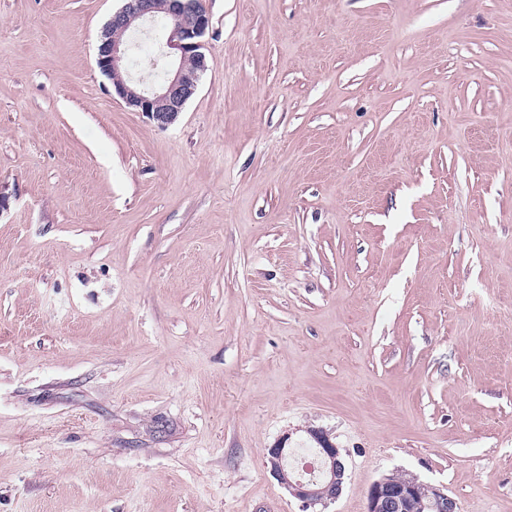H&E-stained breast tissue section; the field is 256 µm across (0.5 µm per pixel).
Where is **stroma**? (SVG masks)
Returning a JSON list of instances; mask_svg holds the SVG:
<instances>
[{
  "instance_id": "1",
  "label": "stroma",
  "mask_w": 512,
  "mask_h": 512,
  "mask_svg": "<svg viewBox=\"0 0 512 512\" xmlns=\"http://www.w3.org/2000/svg\"><path fill=\"white\" fill-rule=\"evenodd\" d=\"M166 129L123 0H0V512H512V0H200ZM321 431L338 498L267 448ZM125 4L112 13L101 45L98 47L97 66L109 77L114 76L113 88L126 105L144 113L160 129L173 124L187 101L195 94L199 76L207 65L203 40L210 27V17L197 0H124ZM164 20L170 26V35L163 45L166 66L157 45L149 46L145 56L160 54V63L154 74L163 76L157 83L146 86L131 80H122L121 71L128 63V32ZM109 30L120 36L110 35ZM175 50V51H171ZM319 443L320 448V469L325 478H329L328 489L329 495L328 500H335L342 492L343 477L345 474V464L342 459L340 448H336L329 441H320L318 437H315ZM290 452L291 448H285L283 446L267 448L265 458L267 465L270 466V471L294 497L302 501L306 506H314L317 503L325 501L323 499H317L316 493L306 489L301 481L293 483L288 480L284 470V461ZM403 481L404 482H396ZM385 476L375 481L369 488L367 495V512H409L412 496V512H457L455 500L448 495V491L432 484L424 483L416 478H407L403 475ZM425 492L431 496L433 509ZM428 491V492H427Z\"/></svg>"
}]
</instances>
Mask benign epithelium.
<instances>
[{
  "instance_id": "1",
  "label": "benign epithelium",
  "mask_w": 512,
  "mask_h": 512,
  "mask_svg": "<svg viewBox=\"0 0 512 512\" xmlns=\"http://www.w3.org/2000/svg\"><path fill=\"white\" fill-rule=\"evenodd\" d=\"M164 20L170 26V35L163 46L166 66L157 83L146 86L120 78L128 63L129 45L118 37ZM210 17L198 5V0H124V5L112 13L106 33L98 47L97 66L113 78V88L126 105L144 113L160 129L173 124L187 101L195 94L199 76L207 69L206 35ZM320 469L329 479L328 500L342 492L345 464L340 449L329 441L319 442ZM291 449L283 446L266 449V463L281 484L307 506L319 503L316 493L297 481L288 480L284 461ZM431 496L434 512H457L455 500L444 489L410 477L396 482L385 476L375 481L367 495V512H409L413 490Z\"/></svg>"
}]
</instances>
